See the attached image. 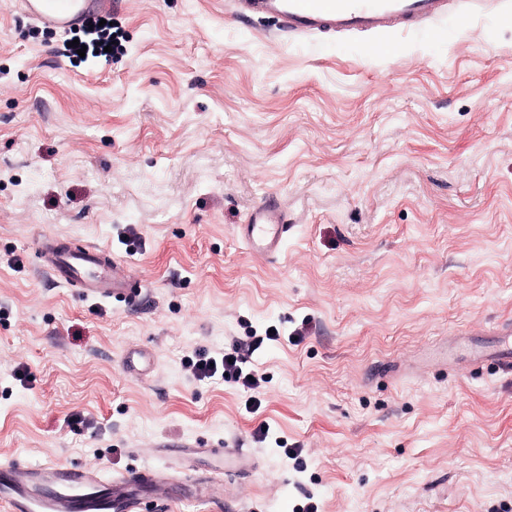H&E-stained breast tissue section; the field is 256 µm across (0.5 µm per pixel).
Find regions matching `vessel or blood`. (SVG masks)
<instances>
[{
  "label": "vessel or blood",
  "instance_id": "obj_1",
  "mask_svg": "<svg viewBox=\"0 0 512 512\" xmlns=\"http://www.w3.org/2000/svg\"><path fill=\"white\" fill-rule=\"evenodd\" d=\"M249 14L272 15L293 35L379 33L416 27L444 14L447 0H237ZM29 18L66 34L83 28L113 7L112 0H19ZM288 224L273 203L258 206L239 235L260 255L282 252ZM39 252L47 274L81 289L84 296L136 302L140 290L113 273L111 256L96 246L77 249L59 238L41 241ZM163 477L150 467L116 479L100 471L60 463L28 466L0 464V501L9 512H137V487H159Z\"/></svg>",
  "mask_w": 512,
  "mask_h": 512
}]
</instances>
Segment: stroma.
<instances>
[{
  "mask_svg": "<svg viewBox=\"0 0 512 512\" xmlns=\"http://www.w3.org/2000/svg\"><path fill=\"white\" fill-rule=\"evenodd\" d=\"M233 3L125 0L123 53L80 58L0 0V460L250 455L221 501L141 512H512V0L311 37ZM271 199L265 258L238 228ZM46 236L140 301L53 281ZM253 336L257 389L192 376ZM288 224L284 213L274 203L258 206L249 224H241L239 235L252 250L264 256H277L284 247Z\"/></svg>",
  "mask_w": 512,
  "mask_h": 512,
  "instance_id": "35a3bbf8",
  "label": "stroma"
}]
</instances>
